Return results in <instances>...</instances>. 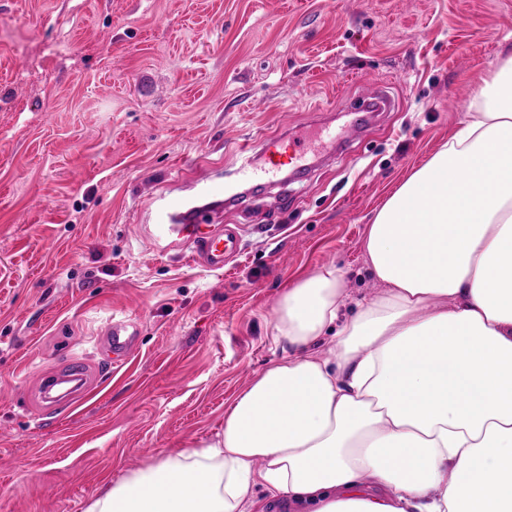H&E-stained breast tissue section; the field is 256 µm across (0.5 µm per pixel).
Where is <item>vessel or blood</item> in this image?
Instances as JSON below:
<instances>
[{"label": "vessel or blood", "mask_w": 512, "mask_h": 512, "mask_svg": "<svg viewBox=\"0 0 512 512\" xmlns=\"http://www.w3.org/2000/svg\"><path fill=\"white\" fill-rule=\"evenodd\" d=\"M372 95L373 99L367 105L352 107V118L341 132L327 131V139L351 143L363 135L367 120L392 110L393 102L383 89H374ZM256 147L257 155L263 159L264 165L256 168L250 160H243L239 182H259L265 189H274L277 185L276 176L286 159L293 164L294 175L303 177L312 170L311 163L305 160L303 142L293 134L290 126H283L278 134L259 140ZM189 187L192 194L188 197L166 192L154 197L156 209L153 234L158 239H180L207 268L223 270L226 258L240 249L238 232L236 228L225 225L224 211L240 205L243 196L225 183L224 171L220 168L210 169L207 175L195 178ZM138 332V325L134 321L113 316L108 318L105 343L109 352L107 363L111 369L116 370L124 365ZM63 381L70 382L71 388L66 399L55 401L54 406L65 411H75L82 406L91 390L84 359L72 358L62 371L46 377L43 388L52 390Z\"/></svg>", "instance_id": "vessel-or-blood-1"}]
</instances>
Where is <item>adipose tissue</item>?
I'll return each instance as SVG.
<instances>
[{"mask_svg": "<svg viewBox=\"0 0 512 512\" xmlns=\"http://www.w3.org/2000/svg\"><path fill=\"white\" fill-rule=\"evenodd\" d=\"M479 95L369 227L383 293L346 316L337 269L288 289L290 352L216 440L124 474L85 512H266L260 488L287 512H512V55Z\"/></svg>", "mask_w": 512, "mask_h": 512, "instance_id": "1", "label": "adipose tissue"}]
</instances>
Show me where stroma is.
Listing matches in <instances>:
<instances>
[{
  "mask_svg": "<svg viewBox=\"0 0 512 512\" xmlns=\"http://www.w3.org/2000/svg\"><path fill=\"white\" fill-rule=\"evenodd\" d=\"M512 52V0H0V512H83L122 475L215 439L224 410L288 352L280 295L320 269L349 299L382 286L365 254L393 191L478 111ZM395 108L305 181L224 212L223 271L156 247L150 193L199 160L318 113L344 122L374 87ZM138 350L78 413L45 376ZM138 332V325L134 321L116 318L115 316L107 319L105 343L108 352L112 354V357L107 360L112 372L124 365L131 353Z\"/></svg>",
  "mask_w": 512,
  "mask_h": 512,
  "instance_id": "obj_1",
  "label": "stroma"
}]
</instances>
